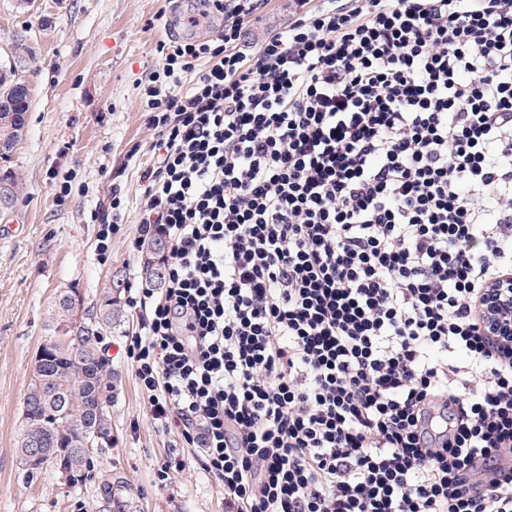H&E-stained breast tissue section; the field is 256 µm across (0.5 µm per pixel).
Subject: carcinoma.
I'll list each match as a JSON object with an SVG mask.
<instances>
[{"mask_svg": "<svg viewBox=\"0 0 512 512\" xmlns=\"http://www.w3.org/2000/svg\"><path fill=\"white\" fill-rule=\"evenodd\" d=\"M30 109L27 85L0 86V142L21 140ZM0 210L14 206L20 183L12 171L0 177ZM167 250L161 239H151L141 249L143 273L155 287L163 285L165 267L160 257ZM75 288H66L54 298L48 335L63 330L69 339L48 342L43 339L44 357L37 358L27 386L20 415L19 457H24L30 444L52 448L64 458L54 469L71 470L89 475L94 460L82 450L86 434L112 430V398L120 383V375L105 355L104 338L112 328L124 322L126 314L119 298L107 295L102 302L83 312L82 320L74 318ZM125 481L101 482V500H121L122 512L132 508L131 500L119 495Z\"/></svg>", "mask_w": 512, "mask_h": 512, "instance_id": "carcinoma-1", "label": "carcinoma"}]
</instances>
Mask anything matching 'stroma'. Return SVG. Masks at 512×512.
Masks as SVG:
<instances>
[{
	"label": "stroma",
	"mask_w": 512,
	"mask_h": 512,
	"mask_svg": "<svg viewBox=\"0 0 512 512\" xmlns=\"http://www.w3.org/2000/svg\"><path fill=\"white\" fill-rule=\"evenodd\" d=\"M188 0H0V59L8 60L24 35L30 61L20 76L30 88L29 126L10 166L24 189L10 213L0 214V512H79L92 507L95 483L68 487L54 470L27 483L19 465L20 413L54 295L75 288L86 302L103 297L108 280L140 274L137 203L143 167L155 135L140 97L159 65L158 44L177 35ZM292 20L288 0H264L245 25L243 49H255ZM74 178L58 201L64 175ZM120 187L127 210L108 257L98 252V225L90 213L109 207ZM138 311L104 345L119 373L112 400L111 448L95 459L97 473L126 478L135 512H219L222 487L193 454L172 458L174 438L145 415L146 393L124 354L138 331Z\"/></svg>",
	"instance_id": "35a3bbf8"
}]
</instances>
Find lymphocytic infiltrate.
Wrapping results in <instances>:
<instances>
[{
    "label": "lymphocytic infiltrate",
    "instance_id": "1",
    "mask_svg": "<svg viewBox=\"0 0 512 512\" xmlns=\"http://www.w3.org/2000/svg\"><path fill=\"white\" fill-rule=\"evenodd\" d=\"M195 2L142 95L150 422L226 512H512V0H290L250 53L260 0ZM167 250V244L161 239H151L144 243L141 249L143 273L155 287L163 285L165 267L160 257ZM491 288L493 290L487 296L485 307L486 319L485 330L490 336H498L500 340L507 343L512 340V320L510 318L508 305L512 297V283L506 277L502 283H498Z\"/></svg>",
    "mask_w": 512,
    "mask_h": 512
}]
</instances>
